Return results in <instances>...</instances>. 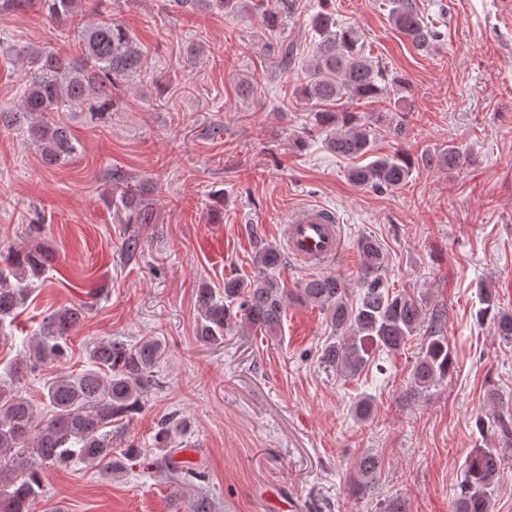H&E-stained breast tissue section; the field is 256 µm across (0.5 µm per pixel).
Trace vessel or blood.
<instances>
[{
	"mask_svg": "<svg viewBox=\"0 0 512 512\" xmlns=\"http://www.w3.org/2000/svg\"><path fill=\"white\" fill-rule=\"evenodd\" d=\"M282 233L289 254L305 267L316 269L342 251L338 221L321 207H307L289 214Z\"/></svg>",
	"mask_w": 512,
	"mask_h": 512,
	"instance_id": "1",
	"label": "vessel or blood"
}]
</instances>
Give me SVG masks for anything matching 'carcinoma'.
<instances>
[{"label":"carcinoma","instance_id":"obj_1","mask_svg":"<svg viewBox=\"0 0 512 512\" xmlns=\"http://www.w3.org/2000/svg\"><path fill=\"white\" fill-rule=\"evenodd\" d=\"M35 1L50 22L77 34L80 54L68 59L49 48L18 49L17 64L23 70L21 95L13 103H0V125L9 128L26 121L42 162L52 167L67 161L78 148L69 127L45 116L62 109L94 116L113 111L140 73L145 55L123 24L110 19L85 23V0H0V14L25 10ZM172 2H190L201 10L226 15L245 6L242 0ZM293 7V0H278L277 7L263 9L267 29L281 31L283 19ZM389 20L417 50L428 52L434 47L435 28L417 9L415 0H390ZM312 25L320 37L318 55L297 95L315 109L314 126L329 133L326 144L331 152L347 159H370L348 172L350 181L381 191L403 186L418 167L453 169L464 162L454 146L416 158L404 150L375 155L377 137L400 141L405 138L406 125L401 120L378 118V125L372 127L354 106L388 103V86L397 88L402 80L390 79L374 67L365 55L359 32L338 28L331 14L317 13ZM150 193L147 186L112 174L108 195L121 223H153L147 199ZM250 236L254 275L224 278L222 299L207 285L196 289V333L204 342H221L224 332L233 326L270 338L281 332L288 291L281 287L276 272L285 265L286 257L258 228L251 227ZM142 243L139 229H127L121 238V252L126 259H134L141 253ZM357 247L362 265L356 301H349L348 288L336 274L309 278L297 290V301L319 308L334 331L317 351V361L328 372L352 378L370 364L369 348L387 354L400 351L427 322L429 336L407 390L408 396H416L448 377L451 355L448 338L443 336L445 314L441 310L427 312L422 300L404 290H390L385 256L374 239L362 237ZM53 262V254L41 246L15 248L0 258L1 329L7 319L19 315L37 280ZM479 295L478 318L492 322L499 336L512 341V312L500 309L490 289H480ZM92 306L84 301L44 317L27 338L24 354L9 366L7 381L0 384V512H30L32 501L43 492L49 466L79 460L120 478L141 463V449L126 437V427L160 384L155 368L163 349L154 338L144 336L132 344L110 337L90 343V368L77 375L61 374L44 386L47 418L38 416L21 388L24 378L66 357L68 337ZM187 427L184 419L168 418L158 424L149 465L168 476L172 512H217L216 502L205 488L206 473L176 459L182 449L175 436ZM504 466L501 450L479 449L468 464L453 512H489ZM380 468L377 456H362L357 470L360 481L366 486L375 483Z\"/></svg>","mask_w":512,"mask_h":512}]
</instances>
